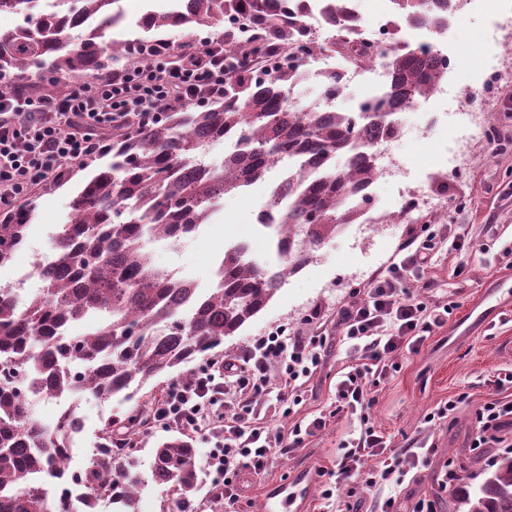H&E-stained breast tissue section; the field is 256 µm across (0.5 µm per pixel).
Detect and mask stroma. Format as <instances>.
I'll return each instance as SVG.
<instances>
[{"label":"stroma","instance_id":"obj_1","mask_svg":"<svg viewBox=\"0 0 512 512\" xmlns=\"http://www.w3.org/2000/svg\"><path fill=\"white\" fill-rule=\"evenodd\" d=\"M512 14V0H478L466 16L451 22L443 47L455 57L458 70L472 72L469 96L473 101L491 97L495 121L488 135L470 146L475 160L458 163L448 179L440 174L453 156L455 134L446 122L427 124L422 109L402 113V133L389 146L390 154L402 164L403 173L378 185L379 202L385 207L398 206L408 188L424 184L445 198L447 216L424 208L412 212L408 222L387 225L383 234L360 236L348 228L327 241L302 275L289 278L268 306L237 336L225 339L215 349L214 359H229L241 352L260 334L278 326L301 328L307 333L336 335V313L353 290L363 288L374 277L385 273L397 247L421 225L451 223L462 243L461 249L440 255L426 270L432 281L434 300L452 303L454 310L447 326L428 336L418 351H404L394 356L391 369L380 383L373 385V403L366 415L336 410V379L350 364L346 346L332 347L322 365L308 379L299 405L290 415H283L276 394L259 399L257 409L265 426L285 433L294 424L326 416L327 424L285 457L272 456L262 473L245 469L239 474L241 498L238 512H260L264 491L290 481L302 469L313 475L306 512H343L347 500H354L362 512H372L379 490L357 481L353 486L337 484L336 458L345 441L359 433L362 421L380 430L392 447L414 439L432 445L428 466L412 469L394 492L396 512H413L418 501H434L437 512H453L449 506L450 490L445 473L477 474L490 467L500 453L496 446L472 447L476 413L495 398L494 377L512 369V316L488 329L479 328L470 315L472 306L507 268L498 247L483 250L486 227L498 225L503 242L512 241V77L492 79L482 62L498 55L512 67V46L505 48L489 42L487 33L501 13ZM255 187L250 196L225 197L211 223L203 225L181 244L155 243L154 263L174 270L180 276L205 286L214 264L224 248L234 241H247L249 256L267 264L274 258L267 236L250 221V213L262 195ZM68 188L36 189L34 218L28 228L25 246L11 265L0 268V286L16 280L28 269L34 256L51 251L53 231L67 215ZM455 398L459 406L451 420L430 426L428 413L440 403ZM143 407L144 417L136 429L137 458L142 473H149L158 442L176 434V426L155 423L153 403L144 393L131 400L120 397L104 401L87 394L78 399L75 409L86 421V437L94 439L107 421H122L136 407ZM335 487L331 499L322 492Z\"/></svg>","mask_w":512,"mask_h":512}]
</instances>
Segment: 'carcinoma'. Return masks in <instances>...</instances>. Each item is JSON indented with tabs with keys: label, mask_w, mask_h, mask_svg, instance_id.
<instances>
[{
	"label": "carcinoma",
	"mask_w": 512,
	"mask_h": 512,
	"mask_svg": "<svg viewBox=\"0 0 512 512\" xmlns=\"http://www.w3.org/2000/svg\"><path fill=\"white\" fill-rule=\"evenodd\" d=\"M121 0H0L23 24L0 30V97L25 81L35 68L71 79L103 77L112 63L135 59L136 42L106 40L122 20ZM393 44L382 53L390 81L358 112L324 113L315 100L304 104L294 89L304 83L305 58L324 51L361 63L358 47L344 41L321 43L300 23L304 3L294 0H189L183 13L154 11L141 23L148 32L215 27L227 16L248 19L255 29L249 45L230 28L216 37L224 54L279 52L288 62L266 82L240 72L224 98L203 106L165 112L161 119L112 139L105 162L83 163L89 174L71 194L67 229L54 238V268L42 272V288L22 296L0 287V357L25 380H37L46 397L92 394L109 400L141 388L235 336L270 303L288 276L316 257L343 226L361 214L347 200L378 173L376 144L401 134L399 114L414 109L448 75L442 63L422 56L402 39L403 29L439 28L448 20L450 0H393ZM328 24L345 32L360 23L345 0H328ZM322 95L338 98L336 75L319 82ZM233 142L236 151L214 164L208 149ZM298 163L304 172L269 195L268 207L280 227L296 230L306 250L282 252L278 266L263 267L247 257V244L224 251L219 285L205 295L196 284L153 265L149 245L178 243L209 221L214 205L263 179L270 164ZM33 208L0 211V267L25 244ZM98 314L102 321L60 344V330ZM73 414L53 426L35 418L22 386H0V512H69L67 489L33 486L29 474L61 466ZM197 448L173 436L155 448L154 480L173 489L180 512H197ZM453 488L456 512H512V456L505 455ZM95 512L101 499L125 503L118 512H138L145 481L135 447L104 450L85 473Z\"/></svg>",
	"instance_id": "obj_1"
}]
</instances>
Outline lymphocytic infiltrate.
Returning a JSON list of instances; mask_svg holds the SVG:
<instances>
[{
    "mask_svg": "<svg viewBox=\"0 0 512 512\" xmlns=\"http://www.w3.org/2000/svg\"><path fill=\"white\" fill-rule=\"evenodd\" d=\"M143 51L146 60L110 77L78 85L37 77L26 89L0 99V210L18 208L31 188L60 175L64 165L109 149L114 133L149 123L162 112L223 97L225 83L238 72L210 42L185 56H171L160 40L147 43ZM448 239L449 228L443 224L407 240L391 257L386 275L374 279L363 297L337 313L336 337L354 353L336 381L337 411H366L372 403L369 384L390 371L392 355L418 349L427 333L447 325L452 306L425 300L423 292L431 283L421 274ZM328 350L324 336L277 327L255 337L237 359L222 362L223 376L204 368L189 381L174 383L154 418L194 434L201 431L216 399L235 406V413L224 420L222 446L210 453L224 503L235 507L241 498L237 482L241 468L264 469L273 454L290 453L326 425L321 416L299 422L286 438L256 426V403L273 390L269 369H278L289 404L297 405ZM494 386L498 398L476 414L473 445L477 448L504 444L502 430L512 425V399L504 396L512 389V370L498 374ZM430 454L425 444L412 440L389 447L381 432L367 425L343 444L336 475L346 482L357 481L367 462L382 456L386 463L379 484L398 486L408 466L427 464Z\"/></svg>",
    "mask_w": 512,
    "mask_h": 512,
    "instance_id": "lymphocytic-infiltrate-1",
    "label": "lymphocytic infiltrate"
}]
</instances>
